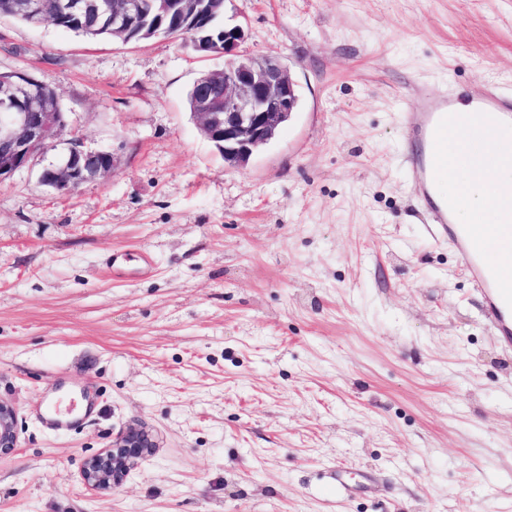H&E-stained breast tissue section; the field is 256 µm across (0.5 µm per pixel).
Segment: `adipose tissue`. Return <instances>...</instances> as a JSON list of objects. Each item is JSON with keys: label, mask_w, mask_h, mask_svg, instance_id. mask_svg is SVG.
I'll return each mask as SVG.
<instances>
[{"label": "adipose tissue", "mask_w": 512, "mask_h": 512, "mask_svg": "<svg viewBox=\"0 0 512 512\" xmlns=\"http://www.w3.org/2000/svg\"><path fill=\"white\" fill-rule=\"evenodd\" d=\"M440 192L461 195L459 224L487 225L485 252L502 278L512 280V236L498 227L512 225V127L491 125L476 135L448 138V172Z\"/></svg>", "instance_id": "1"}]
</instances>
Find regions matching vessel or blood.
Instances as JSON below:
<instances>
[{"mask_svg": "<svg viewBox=\"0 0 512 512\" xmlns=\"http://www.w3.org/2000/svg\"><path fill=\"white\" fill-rule=\"evenodd\" d=\"M489 119L512 123V96L489 89L474 100L468 114L455 108L450 95L442 93L426 97L423 112L416 126L418 145L409 151L405 162L410 185L425 204L433 223L438 224L441 235L447 236L462 256L470 278L480 289L487 319L497 330L502 346L512 348V282L500 278L495 267L486 259L483 244L484 227L480 224L452 223V212L461 205V197L437 199L434 183L442 173V158L448 152V135L455 130L470 131ZM63 386L45 391L38 407V417L51 432L67 431L78 426L93 411L91 404L70 401L61 407Z\"/></svg>", "mask_w": 512, "mask_h": 512, "instance_id": "1", "label": "vessel or blood"}]
</instances>
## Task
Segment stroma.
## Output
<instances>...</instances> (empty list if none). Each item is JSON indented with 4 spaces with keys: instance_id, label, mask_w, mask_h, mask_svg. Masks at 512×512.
Returning <instances> with one entry per match:
<instances>
[{
    "instance_id": "35a3bbf8",
    "label": "stroma",
    "mask_w": 512,
    "mask_h": 512,
    "mask_svg": "<svg viewBox=\"0 0 512 512\" xmlns=\"http://www.w3.org/2000/svg\"><path fill=\"white\" fill-rule=\"evenodd\" d=\"M226 13L299 91L240 169L186 101L223 58L0 16V71L50 84L83 149L115 158L60 197L40 183L60 140L0 183V512H512V349L404 162L422 93L512 95V0ZM118 250L148 273L108 274ZM58 379L97 411L51 433ZM133 425L154 453L87 489L84 461ZM15 408L0 400V457L10 454L16 447Z\"/></svg>"
}]
</instances>
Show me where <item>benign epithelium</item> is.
Segmentation results:
<instances>
[{
	"instance_id": "obj_1",
	"label": "benign epithelium",
	"mask_w": 512,
	"mask_h": 512,
	"mask_svg": "<svg viewBox=\"0 0 512 512\" xmlns=\"http://www.w3.org/2000/svg\"><path fill=\"white\" fill-rule=\"evenodd\" d=\"M175 21L198 20L203 0H106L112 10V38L130 41L129 34L143 29V3ZM31 20L46 21L42 0H20ZM61 13L88 30L87 11L81 0H69ZM189 37L195 48L224 58V67L201 72L194 80V112L204 137L215 146L230 167H244L267 146L290 120L299 101L297 84L282 59L254 56L240 50L246 29L230 16L224 20L221 43L215 44L195 27ZM45 82L14 71L0 78V183L29 165L40 151L53 145L69 129L59 105L47 108L35 92ZM114 154L109 150L86 151L72 143L61 161L44 169L40 182L63 196L81 184L112 172ZM15 408L0 400V457L16 447ZM158 447L154 436L141 427L120 432L112 445L87 459L81 469L83 482L92 489L119 487L129 471Z\"/></svg>"
}]
</instances>
